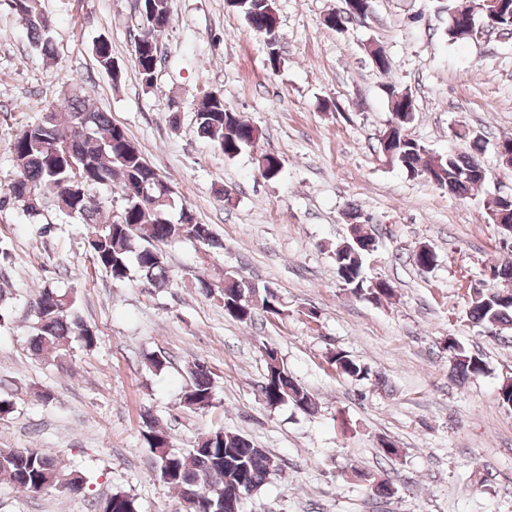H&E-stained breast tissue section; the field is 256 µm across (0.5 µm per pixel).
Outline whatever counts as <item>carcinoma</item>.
Wrapping results in <instances>:
<instances>
[{
  "mask_svg": "<svg viewBox=\"0 0 512 512\" xmlns=\"http://www.w3.org/2000/svg\"><path fill=\"white\" fill-rule=\"evenodd\" d=\"M499 2V30L512 31V0ZM11 3L27 27L32 48L46 58H57L49 36L51 23L41 11L39 0H11ZM228 7L262 37L278 23L274 0H234ZM446 8L459 18L446 27L448 41H466L460 26L471 17L470 0H448ZM136 12L141 34L134 39L133 51L137 55L134 66L143 88L151 91L165 64L158 40L173 21L170 0H141ZM93 52L100 68L112 80H120L122 71L117 69L108 41L98 40ZM395 92L394 85H387L391 123L395 127L379 140V152L388 154L389 161L408 174L424 177L455 196H465L482 185L484 180L473 173L481 163L477 152L484 151L483 139H476L464 152L431 155L424 144L406 134L415 108L393 101ZM195 112L199 135L228 159L255 146L261 137L259 128L237 113L226 111L224 98L212 93L200 97ZM12 155L15 174L7 188L0 191V211L21 206L36 224L42 204L49 200L61 215L90 225L88 249L93 265L114 283L136 279L154 289L168 287L172 276L161 245L171 240L185 238L209 250L224 249V243L215 237L210 225L199 223L189 208L181 207L175 221L169 217L172 205L168 199L174 197L172 184L146 161L126 131L112 122L109 113L88 105L82 83L77 80L67 83L64 98L55 110L20 129L12 142ZM256 162L268 180L281 172L282 161L275 154L263 153ZM100 185L111 186L122 200L121 209L113 216L106 214L110 204L94 194ZM348 218L353 220L352 240L338 245L334 252L338 280L355 296L378 300L394 295L389 281L364 276L362 257L372 238L362 232L358 214L352 212ZM222 296L224 314L241 323L252 321L259 309L281 314L272 287H258L231 273L224 277ZM469 314L476 325L494 331L511 330L512 290L475 289L470 294ZM98 340V332L78 314L73 294L50 285L39 290L30 335L34 354L51 355L54 361L63 364L70 357L73 342L78 341L90 350ZM447 347L451 377L466 381L484 373L485 365L479 356L466 352L451 337ZM330 361L336 371L350 377L360 379L369 373L367 367L341 350ZM188 373L190 385L182 396L183 405L195 410L214 407L212 371L194 362ZM265 383L262 396L271 408L290 403L300 411L310 412L316 407L313 395L291 375L281 358L272 378L265 379ZM142 437L156 457L157 475L182 499L186 498L184 489L196 487L219 501L237 481L239 468L244 471L249 490L254 492L278 467L273 456L250 438L221 428L201 438L195 447L180 451L174 449L172 436L153 419ZM0 479L32 494L65 491L81 495L87 484L84 474L65 470L54 456L33 448H1ZM93 510L137 512V505L129 494L116 492L94 502Z\"/></svg>",
  "mask_w": 512,
  "mask_h": 512,
  "instance_id": "1",
  "label": "carcinoma"
}]
</instances>
